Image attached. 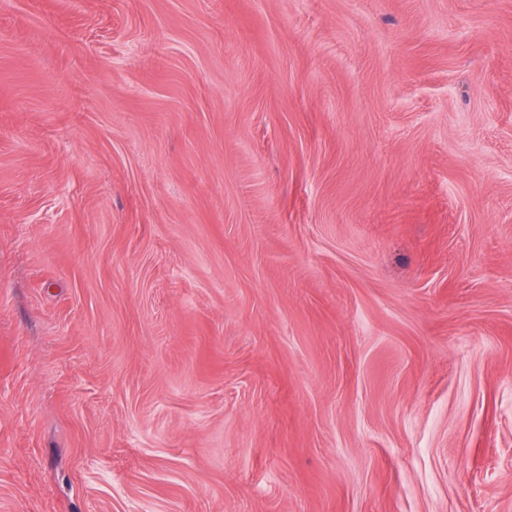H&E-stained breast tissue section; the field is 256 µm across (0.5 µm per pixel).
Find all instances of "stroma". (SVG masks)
<instances>
[{"label":"stroma","instance_id":"stroma-1","mask_svg":"<svg viewBox=\"0 0 512 512\" xmlns=\"http://www.w3.org/2000/svg\"><path fill=\"white\" fill-rule=\"evenodd\" d=\"M0 512H512V0H0Z\"/></svg>","mask_w":512,"mask_h":512}]
</instances>
